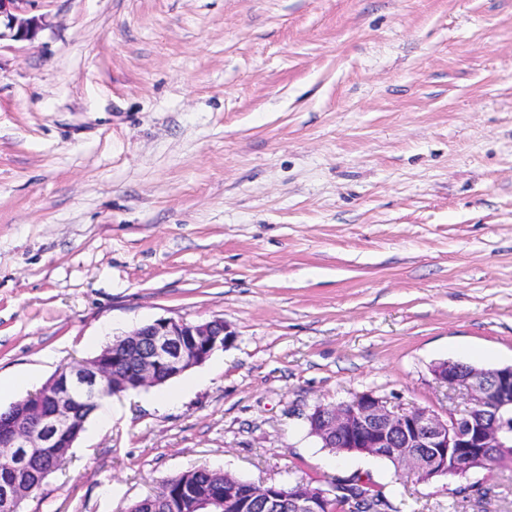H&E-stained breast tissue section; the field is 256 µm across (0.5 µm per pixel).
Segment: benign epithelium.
I'll list each match as a JSON object with an SVG mask.
<instances>
[{"label": "benign epithelium", "mask_w": 512, "mask_h": 512, "mask_svg": "<svg viewBox=\"0 0 512 512\" xmlns=\"http://www.w3.org/2000/svg\"><path fill=\"white\" fill-rule=\"evenodd\" d=\"M36 0H0V42H31L44 27L34 13ZM235 333L222 319L202 323L160 318L123 335L97 355L57 371L44 386L45 400L31 394L22 402L0 408V508L23 512L33 489L31 477L44 474V456L64 458L84 432V413L105 393L119 396L151 387L157 375L179 376L204 363L215 351L230 347ZM434 376L470 395L467 414L443 417L425 408L397 411L387 400L364 392L337 406H318L308 416L312 434L323 444L341 440L347 447L376 458H395L414 474L455 473L492 449L512 447V365L478 369L448 362ZM327 492L299 482L288 489L252 485L243 495L235 482L203 490L194 482L182 486L181 512H322Z\"/></svg>", "instance_id": "benign-epithelium-1"}]
</instances>
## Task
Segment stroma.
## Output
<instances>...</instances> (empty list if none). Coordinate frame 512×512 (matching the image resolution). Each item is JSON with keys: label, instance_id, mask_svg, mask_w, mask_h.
<instances>
[{"label": "stroma", "instance_id": "35a3bbf8", "mask_svg": "<svg viewBox=\"0 0 512 512\" xmlns=\"http://www.w3.org/2000/svg\"><path fill=\"white\" fill-rule=\"evenodd\" d=\"M0 44V377L159 318L234 344L110 398L23 512H129L207 466L358 473L396 512H512V467L418 483L308 415L463 411L512 365V0H39ZM480 491L468 499L458 485Z\"/></svg>", "mask_w": 512, "mask_h": 512}]
</instances>
